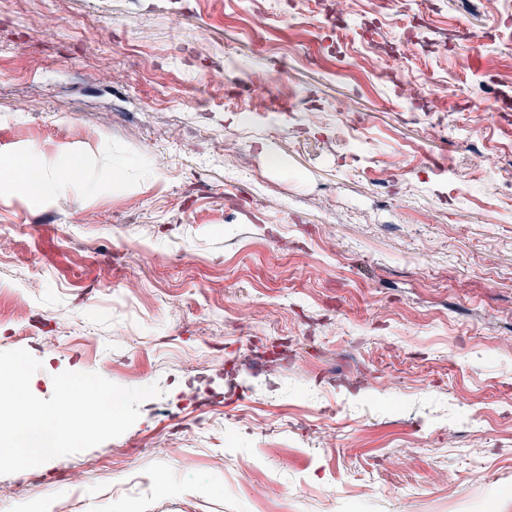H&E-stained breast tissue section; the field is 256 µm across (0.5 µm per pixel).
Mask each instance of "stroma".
<instances>
[{"mask_svg": "<svg viewBox=\"0 0 512 512\" xmlns=\"http://www.w3.org/2000/svg\"><path fill=\"white\" fill-rule=\"evenodd\" d=\"M21 155L0 351L163 394L0 512H512V0H0ZM0 185L14 187L30 198L52 195L61 188L57 175L40 166H34L27 160L1 164Z\"/></svg>", "mask_w": 512, "mask_h": 512, "instance_id": "stroma-1", "label": "stroma"}]
</instances>
